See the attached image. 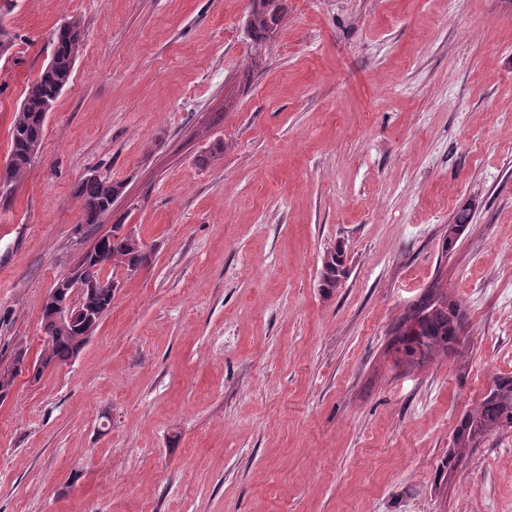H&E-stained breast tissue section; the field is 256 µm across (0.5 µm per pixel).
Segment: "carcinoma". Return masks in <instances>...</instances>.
<instances>
[{"label":"carcinoma","mask_w":512,"mask_h":512,"mask_svg":"<svg viewBox=\"0 0 512 512\" xmlns=\"http://www.w3.org/2000/svg\"><path fill=\"white\" fill-rule=\"evenodd\" d=\"M286 15L287 0H252L247 27L254 46L265 43ZM83 43V30L77 20L64 22L54 30L50 61L28 85L12 121L11 163L5 169V191H10L21 181L37 158L46 116L70 84ZM121 193V184L107 177L91 175L83 178L75 188V195L82 205L81 223H97L112 209ZM121 230L122 225H112L111 232L100 237L92 248L96 258L89 259L84 255L77 263L89 284L84 296L87 316L79 322V327L64 335L51 321L48 308L42 309L41 328L51 338L50 346L44 350L45 366L68 362L84 345L77 337H91L97 331L101 316L112 306V279L102 276L105 269H122L131 274L150 264L152 252L147 245L138 237L122 234ZM346 275L345 251L338 244L326 250L322 257L320 281L323 290L330 292L339 287ZM435 297L436 293L428 290L399 320L393 347L399 359L410 366L421 365L439 356L449 358L459 352L464 328L461 305L451 300L447 309H440ZM509 430H512V376L505 375L496 377L488 393L459 418L448 466L454 467L466 458L469 449L476 447L480 440Z\"/></svg>","instance_id":"carcinoma-1"}]
</instances>
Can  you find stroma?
Masks as SVG:
<instances>
[{
  "label": "stroma",
  "instance_id": "35a3bbf8",
  "mask_svg": "<svg viewBox=\"0 0 512 512\" xmlns=\"http://www.w3.org/2000/svg\"><path fill=\"white\" fill-rule=\"evenodd\" d=\"M249 8L6 17L0 166L53 30L80 19L84 45L0 195V365L39 356L54 282L113 225L153 254L116 272L77 356L0 400V512H512V432L447 466L512 375V0H288L256 68ZM93 174L123 193L84 224ZM436 283L464 305L462 354L399 363L394 327ZM347 275L345 251L336 245L324 252L320 271L321 286L325 292L338 288Z\"/></svg>",
  "mask_w": 512,
  "mask_h": 512
}]
</instances>
